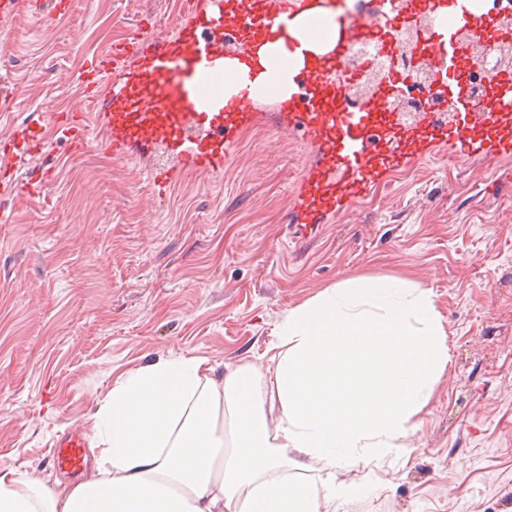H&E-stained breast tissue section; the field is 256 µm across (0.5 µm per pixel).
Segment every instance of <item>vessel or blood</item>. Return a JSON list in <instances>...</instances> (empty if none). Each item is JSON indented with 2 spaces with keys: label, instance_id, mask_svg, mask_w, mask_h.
Returning a JSON list of instances; mask_svg holds the SVG:
<instances>
[{
  "label": "vessel or blood",
  "instance_id": "obj_1",
  "mask_svg": "<svg viewBox=\"0 0 512 512\" xmlns=\"http://www.w3.org/2000/svg\"><path fill=\"white\" fill-rule=\"evenodd\" d=\"M308 0H241L231 38L240 45L238 58L250 63L256 35L280 37L284 21L305 7ZM336 13L342 35L325 60L314 62L296 75L305 96H291L282 104L288 123L316 148L317 158L305 179L291 194L304 226L320 223L327 214H348L390 172L407 168L438 153L496 158L512 154V97L495 106L457 96L458 115L420 113L412 120L393 111L395 102L376 92L359 109L345 107L342 88L330 79L354 38L372 36L368 20L347 21L338 0ZM184 24L173 35L156 38L144 47L131 35L129 47L100 56L94 77L85 83L84 97L101 101L94 115L105 128L114 158L129 157L140 144H153L170 154V168L153 169L151 180L166 194L175 171H221L241 129L260 124L252 111L249 91L227 101L223 111H210L218 95L223 55L224 0H184ZM85 114L75 123L54 126L57 139L72 151L82 149ZM85 437L76 433L56 443L55 464L72 471L84 466Z\"/></svg>",
  "mask_w": 512,
  "mask_h": 512
}]
</instances>
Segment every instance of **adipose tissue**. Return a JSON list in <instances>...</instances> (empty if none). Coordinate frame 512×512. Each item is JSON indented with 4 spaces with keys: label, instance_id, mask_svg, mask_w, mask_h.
Instances as JSON below:
<instances>
[{
    "label": "adipose tissue",
    "instance_id": "adipose-tissue-1",
    "mask_svg": "<svg viewBox=\"0 0 512 512\" xmlns=\"http://www.w3.org/2000/svg\"><path fill=\"white\" fill-rule=\"evenodd\" d=\"M288 51L262 42L250 85L224 57V95L295 92L302 57L331 51L336 15L294 14ZM271 367L215 376L183 354L139 367L96 414L93 475L48 489L0 470V512H320L361 485L297 474L298 456L336 465L408 457L406 438L450 355L432 291L355 277L289 310Z\"/></svg>",
    "mask_w": 512,
    "mask_h": 512
}]
</instances>
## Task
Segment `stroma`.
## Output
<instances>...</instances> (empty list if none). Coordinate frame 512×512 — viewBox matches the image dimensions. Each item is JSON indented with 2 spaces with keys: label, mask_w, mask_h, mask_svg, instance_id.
<instances>
[{
  "label": "stroma",
  "mask_w": 512,
  "mask_h": 512,
  "mask_svg": "<svg viewBox=\"0 0 512 512\" xmlns=\"http://www.w3.org/2000/svg\"><path fill=\"white\" fill-rule=\"evenodd\" d=\"M41 2L0 19V140L34 120L49 134L43 154L12 159L18 184L0 191V468L55 488L72 474L53 466V443L94 435L131 370L177 354L219 376L267 368L288 310L351 277H397L432 290L450 353L412 452L301 473L363 485L321 512H512V186H497L512 156L435 155L310 231L292 220L290 187L316 151L266 100L223 171L176 172L158 201L161 151L114 159L94 125L74 153L50 131L65 108L92 111L79 81L93 56L135 29L176 32L181 0H70L51 24ZM39 171L48 189L28 196Z\"/></svg>",
  "instance_id": "1"
}]
</instances>
